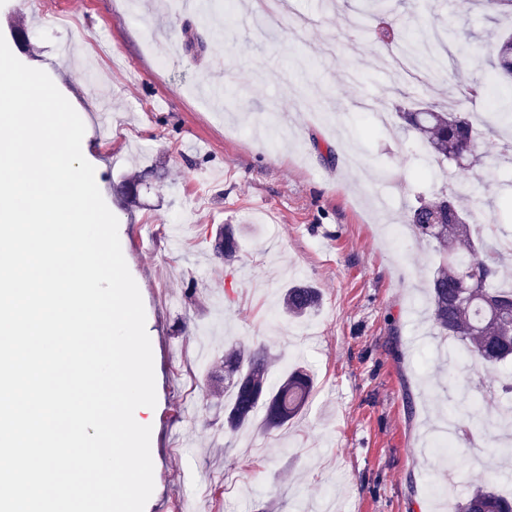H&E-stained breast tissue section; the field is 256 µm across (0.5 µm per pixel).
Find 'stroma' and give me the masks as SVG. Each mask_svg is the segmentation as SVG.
<instances>
[{
  "label": "stroma",
  "instance_id": "obj_1",
  "mask_svg": "<svg viewBox=\"0 0 512 512\" xmlns=\"http://www.w3.org/2000/svg\"><path fill=\"white\" fill-rule=\"evenodd\" d=\"M183 15L180 0H0V35L44 70L89 123L85 157L118 219L144 304L155 373L154 490L145 512H446L512 463L486 438L446 468L435 445L451 411L512 426V366L450 361V337L427 336L425 276L432 245L399 242L386 214L439 191L486 199L480 224L512 240V162L467 85L490 76L512 13L456 0H391L403 34L454 29L442 68L393 86L385 49L360 0H288L283 26L261 22L259 0ZM107 90L110 134L98 131L88 87ZM412 100L451 104L475 130L476 157L426 155L396 112ZM353 136L361 163L340 145ZM147 174L144 205L122 181ZM232 224L241 251L215 259L204 226ZM313 282L319 310L285 321L278 297ZM195 302H188V289ZM267 348L272 376H315L302 415L225 442L224 352ZM182 417H175V408Z\"/></svg>",
  "mask_w": 512,
  "mask_h": 512
}]
</instances>
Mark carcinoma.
Returning a JSON list of instances; mask_svg holds the SVG:
<instances>
[{"mask_svg": "<svg viewBox=\"0 0 512 512\" xmlns=\"http://www.w3.org/2000/svg\"><path fill=\"white\" fill-rule=\"evenodd\" d=\"M364 13L375 23L383 45L401 47L420 58V64L435 63L427 39L400 40L387 8V0H363ZM497 42L494 77L512 80V54H501ZM406 128L434 160L459 161L475 150L472 124L463 112L438 105L417 106L399 113ZM495 124L512 127V99L498 103L488 113ZM469 210L460 198L440 193L420 201L402 217L413 232L434 244L439 265L429 281L430 320L438 334L459 342L468 357L485 365L512 361V289L499 286L501 250L488 240L491 232L469 222ZM214 256L230 263L240 250V239L231 224L210 232ZM321 294L314 286L296 282L285 288L281 309L285 316L302 318L315 311ZM277 361L263 347L230 346L224 353V437L231 440L241 430L259 423L264 431L278 430L299 415L312 391L311 376L302 368L286 371L276 380L270 369ZM448 512H512V495L493 485L475 488L463 499L448 503Z\"/></svg>", "mask_w": 512, "mask_h": 512, "instance_id": "carcinoma-1", "label": "carcinoma"}]
</instances>
